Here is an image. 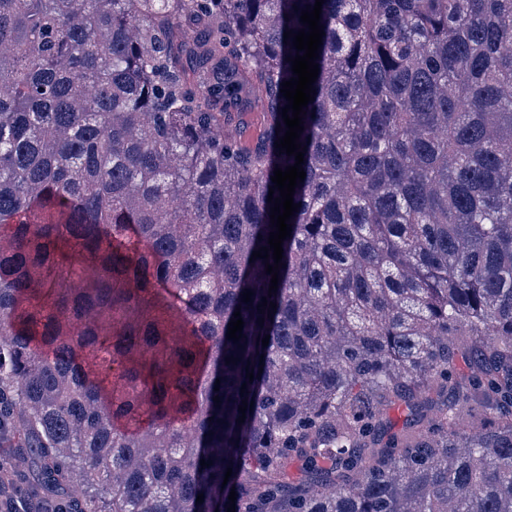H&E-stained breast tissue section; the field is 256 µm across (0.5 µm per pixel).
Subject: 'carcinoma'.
<instances>
[{
	"label": "carcinoma",
	"mask_w": 512,
	"mask_h": 512,
	"mask_svg": "<svg viewBox=\"0 0 512 512\" xmlns=\"http://www.w3.org/2000/svg\"><path fill=\"white\" fill-rule=\"evenodd\" d=\"M314 4L0 0V430L57 512H512V0H324L270 295ZM382 418L386 424L387 431L384 434V441H387L391 435H396L402 439L413 429L410 428L412 410L403 402L396 401L382 409Z\"/></svg>",
	"instance_id": "obj_1"
}]
</instances>
